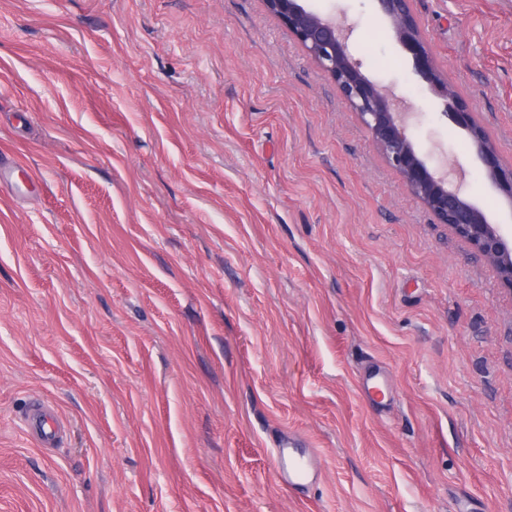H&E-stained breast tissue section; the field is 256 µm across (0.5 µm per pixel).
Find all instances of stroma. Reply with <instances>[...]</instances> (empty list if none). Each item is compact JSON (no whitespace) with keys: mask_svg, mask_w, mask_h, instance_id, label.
I'll list each match as a JSON object with an SVG mask.
<instances>
[{"mask_svg":"<svg viewBox=\"0 0 512 512\" xmlns=\"http://www.w3.org/2000/svg\"><path fill=\"white\" fill-rule=\"evenodd\" d=\"M309 6L512 226L374 0ZM411 8L512 163V0ZM0 166V512H512V291L263 0H0ZM32 419L35 421L37 437L40 444L44 446L53 445L59 432L57 419L53 415L43 412L33 414ZM275 470L280 481L285 485L296 486L303 477L316 473L318 462L314 455L306 457L294 450L288 440L281 441L273 448Z\"/></svg>","mask_w":512,"mask_h":512,"instance_id":"stroma-1","label":"stroma"}]
</instances>
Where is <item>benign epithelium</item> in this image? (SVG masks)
Wrapping results in <instances>:
<instances>
[{
  "label": "benign epithelium",
  "instance_id": "benign-epithelium-1",
  "mask_svg": "<svg viewBox=\"0 0 512 512\" xmlns=\"http://www.w3.org/2000/svg\"><path fill=\"white\" fill-rule=\"evenodd\" d=\"M266 10L317 62L336 84L339 94L357 113L388 165L402 184L417 197L439 224L448 225L480 256L493 264L502 284L512 291V241L501 225L491 222L483 209L465 196L461 185L446 171L430 166L408 136L411 119L399 111V100L387 88L371 80L350 49L353 28L336 16L323 15L306 5L307 0H263ZM402 48L411 55L414 72L429 89L448 103L446 116L469 138L487 179L512 204V164H503L485 129L474 119L437 66L410 0H376Z\"/></svg>",
  "mask_w": 512,
  "mask_h": 512
}]
</instances>
